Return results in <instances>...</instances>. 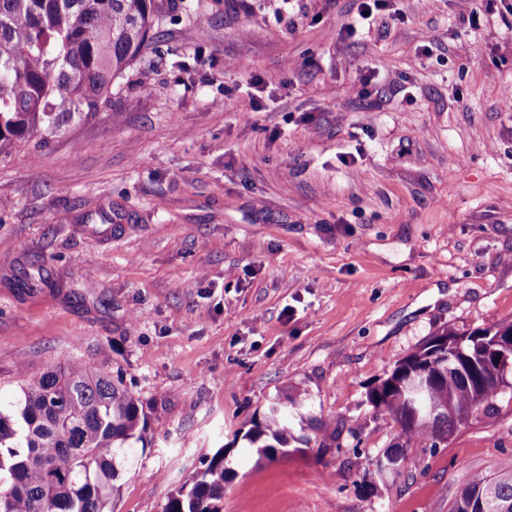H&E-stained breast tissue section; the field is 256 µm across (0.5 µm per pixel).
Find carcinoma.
Wrapping results in <instances>:
<instances>
[{
  "instance_id": "cac0c4a2",
  "label": "carcinoma",
  "mask_w": 512,
  "mask_h": 512,
  "mask_svg": "<svg viewBox=\"0 0 512 512\" xmlns=\"http://www.w3.org/2000/svg\"><path fill=\"white\" fill-rule=\"evenodd\" d=\"M155 0H0V155L36 135H55L112 97L125 75L157 39ZM512 321L459 334L444 329L405 357L369 401L399 426L383 455L402 461L411 444L446 440L469 411L494 409L498 390L486 368L497 337ZM23 377L14 400L0 402V512H114L120 478L144 440L149 413L124 384L121 371L80 360ZM437 413H416L408 386ZM300 394L277 396L243 436L258 459L286 456L303 423ZM224 451L169 498L163 512H223L230 468ZM492 492L489 512H512V461L492 475L475 474L453 512Z\"/></svg>"
}]
</instances>
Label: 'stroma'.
Returning <instances> with one entry per match:
<instances>
[{
	"label": "stroma",
	"instance_id": "35a3bbf8",
	"mask_svg": "<svg viewBox=\"0 0 512 512\" xmlns=\"http://www.w3.org/2000/svg\"><path fill=\"white\" fill-rule=\"evenodd\" d=\"M157 5L111 101L0 156V399L21 361L121 369L153 412L114 512L220 450L224 512H451L512 459V394L384 476L367 394L512 320V0H389L354 36L356 0ZM286 390L308 447L243 453Z\"/></svg>",
	"mask_w": 512,
	"mask_h": 512
}]
</instances>
